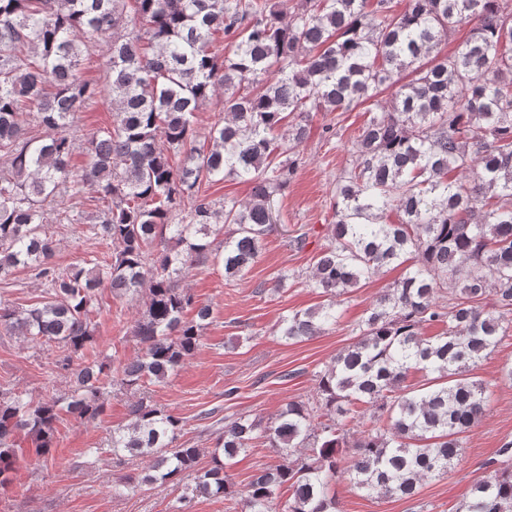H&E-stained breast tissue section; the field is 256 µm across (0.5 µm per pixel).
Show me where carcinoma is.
Here are the masks:
<instances>
[{
    "label": "carcinoma",
    "mask_w": 512,
    "mask_h": 512,
    "mask_svg": "<svg viewBox=\"0 0 512 512\" xmlns=\"http://www.w3.org/2000/svg\"><path fill=\"white\" fill-rule=\"evenodd\" d=\"M366 5L300 0L285 20L272 0H0V277L33 267L52 291L28 307L0 304V333L54 344L67 367L68 352L92 336L98 289L131 298L146 289L134 328L141 354L120 370L128 389L165 382L198 347L211 310L186 317L192 298L177 286L186 272L211 262L231 279L259 256L299 167L310 113L361 105L369 113L352 143L355 162L337 181L329 243L305 280L327 303L283 317L280 335H319L362 281L393 264L405 271L324 369L318 399L289 402L265 431L271 447L305 453L254 474L246 512H274L284 487L283 512H336L330 490L339 478L368 495L411 498L422 480L447 474L486 410L469 367L512 328V0H406L400 12L391 0ZM469 24L456 51L430 58L443 36ZM218 33L232 55L212 51ZM103 42L100 87L82 62ZM407 71L412 78L381 104V91ZM104 93L112 126L78 148L75 114ZM215 98L224 120L199 144L195 115ZM25 112L43 134L28 135ZM226 177L252 183L250 198L216 206L202 186ZM87 187L102 214L89 231L112 246V262L91 255L62 272L48 264L44 206L75 201L68 220L79 224ZM226 226L217 252L209 238ZM434 323L444 331L421 337ZM413 370L432 374L429 386H402ZM103 373L85 364L74 390L36 403L0 390V488L16 468V433L30 434L35 455L47 457L61 414H99ZM358 403L373 420L349 455L346 426ZM129 415L112 432V456L152 464L119 485L191 476L197 494L237 493L231 469L259 439L256 424L224 419L213 465L200 473L199 449L176 444L175 415L144 400ZM462 512H512V466L474 483Z\"/></svg>",
    "instance_id": "obj_1"
}]
</instances>
